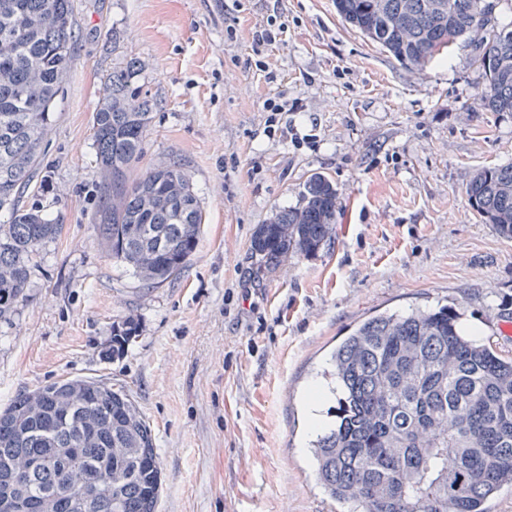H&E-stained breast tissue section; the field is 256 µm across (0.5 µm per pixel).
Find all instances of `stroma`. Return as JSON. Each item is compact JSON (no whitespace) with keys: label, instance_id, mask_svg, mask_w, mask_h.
Listing matches in <instances>:
<instances>
[{"label":"stroma","instance_id":"35a3bbf8","mask_svg":"<svg viewBox=\"0 0 512 512\" xmlns=\"http://www.w3.org/2000/svg\"><path fill=\"white\" fill-rule=\"evenodd\" d=\"M76 42L57 120L20 197L63 227L34 258L25 300L0 321V409L67 377L124 387L152 430L158 512H347L321 489L304 394L365 319L451 306L475 341L512 356V240L466 189L512 163V113L481 109L474 38L408 69L345 25L334 0H74ZM288 26L246 68L255 26ZM236 37H229L228 27ZM137 59L157 101L143 173L178 159L204 222L175 278L145 287L100 245L92 114L112 69ZM296 101L288 135L264 101ZM337 188L312 255L267 267L257 225L299 206L310 175ZM138 335L112 353V325Z\"/></svg>","mask_w":512,"mask_h":512}]
</instances>
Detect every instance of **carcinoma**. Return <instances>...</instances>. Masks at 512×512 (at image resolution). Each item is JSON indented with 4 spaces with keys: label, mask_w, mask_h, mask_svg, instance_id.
I'll list each match as a JSON object with an SVG mask.
<instances>
[{
    "label": "carcinoma",
    "mask_w": 512,
    "mask_h": 512,
    "mask_svg": "<svg viewBox=\"0 0 512 512\" xmlns=\"http://www.w3.org/2000/svg\"><path fill=\"white\" fill-rule=\"evenodd\" d=\"M343 21L392 58L421 68L453 40L478 43V105L512 112V27L495 23V0H335ZM73 0H0V321L17 310L40 247L61 235L18 198L37 170L72 59ZM131 61L105 78L92 118L103 175L93 217L112 258L144 284H161L195 254L203 211L178 160L132 175L156 101L135 85ZM336 186L306 182L299 206L282 209L252 236V250L276 265L312 255L330 238ZM471 209L512 238V164L479 171ZM458 314L441 306L365 320L332 356L338 422L312 445L321 485L358 512H488L512 486V358L465 338ZM112 327V352L136 336ZM162 486L152 430L131 396L93 378H66L0 409V512H156Z\"/></svg>",
    "instance_id": "cac0c4a2"
}]
</instances>
